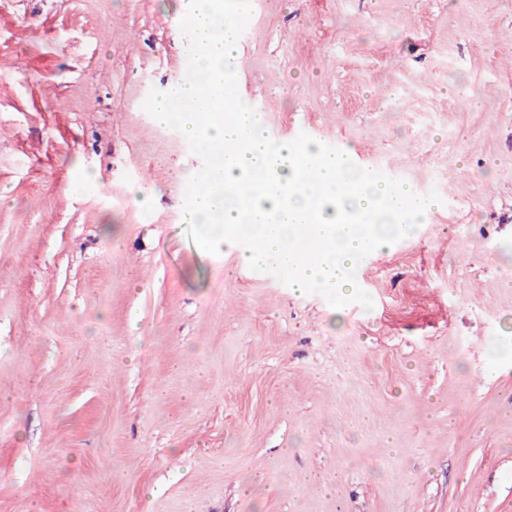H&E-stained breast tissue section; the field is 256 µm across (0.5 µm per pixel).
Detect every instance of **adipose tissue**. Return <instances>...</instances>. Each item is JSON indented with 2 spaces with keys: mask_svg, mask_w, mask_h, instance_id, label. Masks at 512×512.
<instances>
[{
  "mask_svg": "<svg viewBox=\"0 0 512 512\" xmlns=\"http://www.w3.org/2000/svg\"><path fill=\"white\" fill-rule=\"evenodd\" d=\"M236 26L232 13L203 0L189 29L205 84L184 85L155 106L156 122L165 125L173 119V101L186 104L191 117L185 136L215 158L207 172L212 188L195 194L186 221L220 226L213 244L221 248H236L249 235L243 262L277 258L295 289L349 293L359 258L386 248L402 229L426 222L438 201L358 172L345 156L325 153L316 143L284 144L270 152L262 113L232 98L227 86L226 73L237 59Z\"/></svg>",
  "mask_w": 512,
  "mask_h": 512,
  "instance_id": "adipose-tissue-1",
  "label": "adipose tissue"
}]
</instances>
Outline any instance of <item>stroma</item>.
I'll list each match as a JSON object with an SVG mask.
<instances>
[{"instance_id": "obj_1", "label": "stroma", "mask_w": 512, "mask_h": 512, "mask_svg": "<svg viewBox=\"0 0 512 512\" xmlns=\"http://www.w3.org/2000/svg\"><path fill=\"white\" fill-rule=\"evenodd\" d=\"M200 0H0V512H512V0H276L265 135L435 196L357 291L184 220Z\"/></svg>"}]
</instances>
